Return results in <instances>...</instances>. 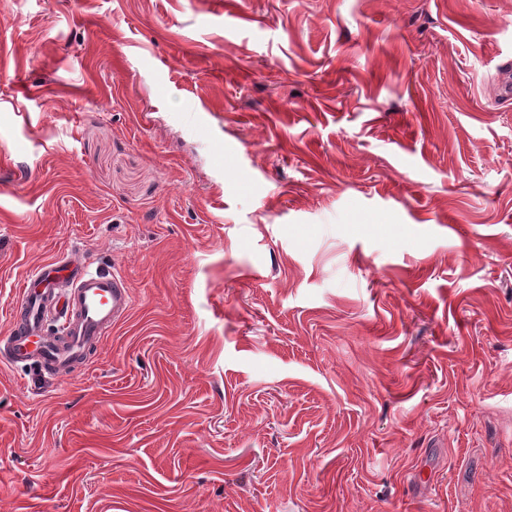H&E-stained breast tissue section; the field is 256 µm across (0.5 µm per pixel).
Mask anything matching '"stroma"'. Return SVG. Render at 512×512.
Returning a JSON list of instances; mask_svg holds the SVG:
<instances>
[{
    "mask_svg": "<svg viewBox=\"0 0 512 512\" xmlns=\"http://www.w3.org/2000/svg\"><path fill=\"white\" fill-rule=\"evenodd\" d=\"M512 0H0V512H512ZM66 288L55 292V285ZM21 300L11 311V328L0 341V363L9 367L37 363L55 377L86 370L89 356L131 308V294L118 272L90 271L74 258H55L37 266L22 284ZM60 321L48 336L50 316Z\"/></svg>",
    "mask_w": 512,
    "mask_h": 512,
    "instance_id": "stroma-1",
    "label": "stroma"
}]
</instances>
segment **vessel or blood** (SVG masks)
Here are the masks:
<instances>
[{
  "mask_svg": "<svg viewBox=\"0 0 512 512\" xmlns=\"http://www.w3.org/2000/svg\"><path fill=\"white\" fill-rule=\"evenodd\" d=\"M131 308L125 278L112 271H90L74 258H56L37 266L22 284L11 311V328L0 340V364H39L61 378L86 369L112 325ZM60 323L57 335L45 332L49 318Z\"/></svg>",
  "mask_w": 512,
  "mask_h": 512,
  "instance_id": "vessel-or-blood-1",
  "label": "vessel or blood"
}]
</instances>
